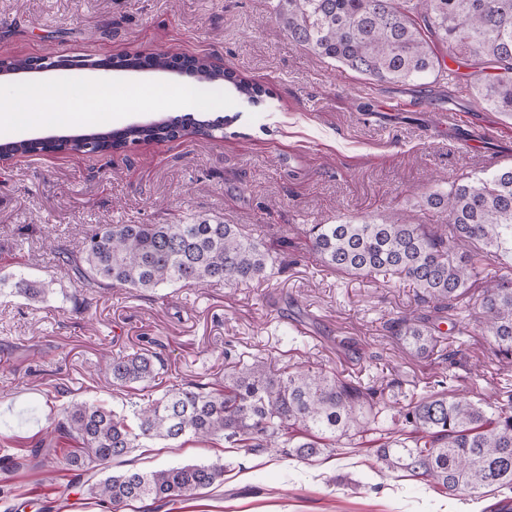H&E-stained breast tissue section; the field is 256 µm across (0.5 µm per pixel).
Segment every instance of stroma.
Returning <instances> with one entry per match:
<instances>
[{
    "instance_id": "1",
    "label": "stroma",
    "mask_w": 512,
    "mask_h": 512,
    "mask_svg": "<svg viewBox=\"0 0 512 512\" xmlns=\"http://www.w3.org/2000/svg\"><path fill=\"white\" fill-rule=\"evenodd\" d=\"M272 0H0V56H83L141 51L208 55L268 94L259 104L208 87L198 103L226 118L222 136L139 143L109 157L17 156L0 163V512H109L69 471L22 465L62 404L129 409L100 372L103 355L147 348L164 381L220 378L224 347L266 354L277 366L306 364L356 376L406 402L436 373L459 390L494 397L506 377L482 336L451 343L452 361L399 350L386 325L415 309L397 278L343 277L311 253L310 224L370 221L397 210L419 224L447 223L425 209V192L512 166V117L473 90L439 81L377 84L297 46L276 22ZM53 85H194L165 72L87 70L34 74ZM218 217L263 237L286 269L267 280L161 288H113L86 297L57 266L51 246L75 248L103 224H165ZM50 283L32 302L13 294L15 274ZM350 338L354 351L341 339ZM223 458L224 480L193 501L134 502L126 512H512L508 499L450 498L426 484L371 472L347 448L312 464L269 451L148 441L109 469L150 470Z\"/></svg>"
}]
</instances>
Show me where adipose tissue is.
<instances>
[{"mask_svg": "<svg viewBox=\"0 0 512 512\" xmlns=\"http://www.w3.org/2000/svg\"><path fill=\"white\" fill-rule=\"evenodd\" d=\"M169 98L175 99L182 107L190 108L197 95L192 88L173 95L167 85L150 83L101 84L91 91L66 83L54 85L49 90L38 84H23L11 94L0 97V135H8L25 122L35 126L75 123L94 126L98 124L101 113L120 112L131 104L150 106Z\"/></svg>", "mask_w": 512, "mask_h": 512, "instance_id": "ef3b65f1", "label": "adipose tissue"}]
</instances>
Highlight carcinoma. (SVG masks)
Returning a JSON list of instances; mask_svg holds the SVG:
<instances>
[{
    "label": "carcinoma",
    "mask_w": 512,
    "mask_h": 512,
    "mask_svg": "<svg viewBox=\"0 0 512 512\" xmlns=\"http://www.w3.org/2000/svg\"><path fill=\"white\" fill-rule=\"evenodd\" d=\"M276 21L297 45L330 58L375 83H407L428 75H463L448 68L438 47L482 78L478 98L512 114V0H274ZM201 83L224 84L250 104L267 90L221 69L205 56L184 60ZM224 121L190 115L91 132L93 151L110 156L130 145L195 134L212 137ZM448 224H414L404 215L339 224H311L305 245L330 270L354 279L397 276L416 288L422 308L391 321L397 346L429 358L444 353L448 331L475 330L500 368L512 371V265L475 286L498 257L512 255V168L462 177L448 190L422 196ZM58 265L87 293L129 288L153 293L181 284L233 286L274 274L266 241L218 217L174 224H103L76 251L58 249ZM15 292L37 301L41 283L14 276ZM160 357L147 350L114 356L105 370L116 388L153 382ZM441 373L419 394L392 407L384 392L358 377L280 370L268 358L238 357L224 378L167 386L127 413L71 402L55 425L76 448L59 459L52 444L30 449L39 465L65 464L87 473L146 440L222 439L231 448L280 451L307 463L339 448H371V468L423 482L450 496L481 498L512 492V381L495 399L453 389ZM224 480V463L186 464L112 473L87 492L112 507L144 500H190Z\"/></svg>",
    "instance_id": "obj_1"
}]
</instances>
